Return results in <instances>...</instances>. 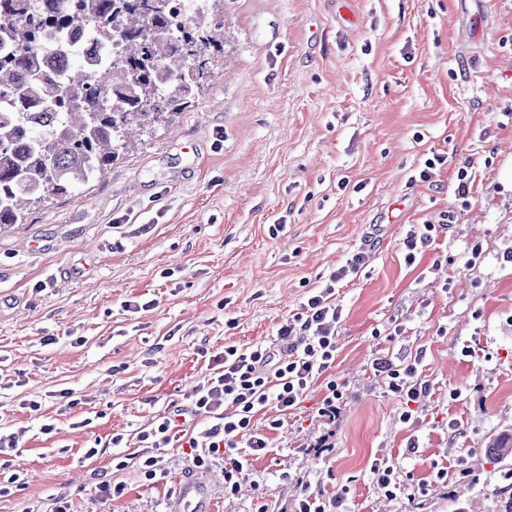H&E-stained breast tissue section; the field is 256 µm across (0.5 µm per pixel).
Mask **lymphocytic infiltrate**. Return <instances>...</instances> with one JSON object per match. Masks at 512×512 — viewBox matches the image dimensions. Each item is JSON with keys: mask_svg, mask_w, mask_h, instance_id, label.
Returning <instances> with one entry per match:
<instances>
[{"mask_svg": "<svg viewBox=\"0 0 512 512\" xmlns=\"http://www.w3.org/2000/svg\"><path fill=\"white\" fill-rule=\"evenodd\" d=\"M364 262L365 254L360 251L333 271L326 287L311 292L300 313L281 324L275 344L225 345L213 358L216 371L186 393L179 409L160 417L151 429L140 431L141 449L134 463L118 461L117 469L134 467L145 485L155 484L165 475V448L176 445L186 449L196 468H221L224 496L231 499L252 474L254 460L269 452L271 431L282 426L284 417L314 385L322 387L320 418L335 420L344 386L327 372L336 359L342 311L331 297L336 283ZM377 371L388 392L406 402H417L429 390L419 379L415 363L381 361ZM263 413L269 416L268 429L260 432L254 419ZM197 418L201 427H192Z\"/></svg>", "mask_w": 512, "mask_h": 512, "instance_id": "obj_1", "label": "lymphocytic infiltrate"}]
</instances>
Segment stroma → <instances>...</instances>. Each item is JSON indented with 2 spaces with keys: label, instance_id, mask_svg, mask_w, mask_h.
<instances>
[{
  "label": "stroma",
  "instance_id": "stroma-1",
  "mask_svg": "<svg viewBox=\"0 0 512 512\" xmlns=\"http://www.w3.org/2000/svg\"><path fill=\"white\" fill-rule=\"evenodd\" d=\"M224 18V65L173 125L0 232V432L19 436L0 453V512H45L53 494L99 512L105 480L129 487L112 512H169L182 449L149 487L113 458L138 452L225 344L273 343L360 250L334 295L341 417L318 419L313 387L239 497L216 485L212 507L308 492L343 512H493L483 489L501 466L478 456L512 428V0H224ZM435 153L448 161L431 187L419 172ZM427 223L433 243L407 262ZM384 358L430 386L413 422L374 369ZM328 433L332 450L299 453ZM381 455L398 466L393 498L370 472Z\"/></svg>",
  "mask_w": 512,
  "mask_h": 512
}]
</instances>
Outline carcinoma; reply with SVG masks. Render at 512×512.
<instances>
[{
  "label": "carcinoma",
  "mask_w": 512,
  "mask_h": 512,
  "mask_svg": "<svg viewBox=\"0 0 512 512\" xmlns=\"http://www.w3.org/2000/svg\"><path fill=\"white\" fill-rule=\"evenodd\" d=\"M221 0H204L186 31L185 0H0V230L33 208L103 177L139 138L166 128L224 60ZM110 30L112 63L89 74L85 58L42 34ZM484 456L512 460V430ZM485 493L512 512V467Z\"/></svg>",
  "instance_id": "obj_1"
}]
</instances>
